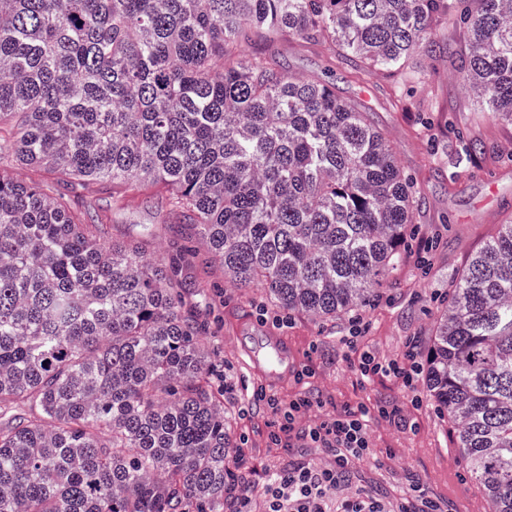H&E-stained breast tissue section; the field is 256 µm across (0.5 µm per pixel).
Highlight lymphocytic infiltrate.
<instances>
[{
  "label": "lymphocytic infiltrate",
  "mask_w": 512,
  "mask_h": 512,
  "mask_svg": "<svg viewBox=\"0 0 512 512\" xmlns=\"http://www.w3.org/2000/svg\"><path fill=\"white\" fill-rule=\"evenodd\" d=\"M366 329L362 316H354L352 335L342 337V344L351 350L349 360L361 383L368 384L378 377H391L404 387H412L420 373L421 365L413 350H406L392 359H381L370 352H357V336ZM256 401H267L273 412L283 417L279 434L273 435L274 444L282 440L303 441L328 451L332 459L329 463L304 462L288 466L275 473L269 487V512H327L326 501L330 494L346 485L356 461L372 458L368 428L372 418L396 421L400 410L396 405L380 402L368 407L347 406L343 410L328 415L314 426L296 428L299 413L312 408L323 407L321 398L301 396L280 404L267 396L265 389H258Z\"/></svg>",
  "instance_id": "lymphocytic-infiltrate-1"
}]
</instances>
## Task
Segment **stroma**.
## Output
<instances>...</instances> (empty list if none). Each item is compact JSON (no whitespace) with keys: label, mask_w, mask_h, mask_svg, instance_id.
Returning <instances> with one entry per match:
<instances>
[{"label":"stroma","mask_w":512,"mask_h":512,"mask_svg":"<svg viewBox=\"0 0 512 512\" xmlns=\"http://www.w3.org/2000/svg\"><path fill=\"white\" fill-rule=\"evenodd\" d=\"M255 49L275 55L289 72L329 80L338 95L364 103L405 174L421 186L417 232L376 301L362 308L368 328L358 346L383 359L396 357L411 344L423 347L451 282L503 224L512 222V126L479 112L475 97L459 82L454 63L443 55H416L403 76L372 70L357 80L340 52L325 41L305 44L286 37L269 46L256 44ZM475 140L484 142L487 152L466 158L462 148ZM84 202L91 211L109 216L114 240H143L146 253L162 255L183 242L177 226L169 222L162 195L150 194L119 209L111 185L96 183ZM197 275L209 306L224 321L208 345L220 355L232 385L224 404L233 414L244 453L231 458L230 465L250 475L247 490L253 512H268L267 483L273 472L327 459L321 448L272 445L279 422L264 404L255 402L253 392L261 386L283 402L305 391L319 394L328 413L346 404L370 406L379 400L402 408L406 425L371 421L375 457L356 463L350 483L332 499V512L358 491L397 504L415 480L430 495L447 499L448 512H488L484 491L467 475L449 426L437 414L424 382L416 381L411 390L389 377L360 384L339 344L351 328L349 318L321 322L302 315L285 317L266 309L263 288H236L217 265L200 266ZM268 336L285 338L295 369L309 367L310 376L265 384L253 371L251 357L265 352Z\"/></svg>","instance_id":"stroma-1"}]
</instances>
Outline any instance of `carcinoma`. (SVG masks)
I'll return each instance as SVG.
<instances>
[{"label": "carcinoma", "mask_w": 512, "mask_h": 512, "mask_svg": "<svg viewBox=\"0 0 512 512\" xmlns=\"http://www.w3.org/2000/svg\"><path fill=\"white\" fill-rule=\"evenodd\" d=\"M444 19L481 111L512 125V0H0V512L234 507L249 480L192 268L331 320L374 300L421 201L368 113L247 47L325 40L397 72L448 49ZM102 181L121 206L166 189L205 253L109 242L76 192ZM420 356L489 512H512V224Z\"/></svg>", "instance_id": "obj_1"}]
</instances>
